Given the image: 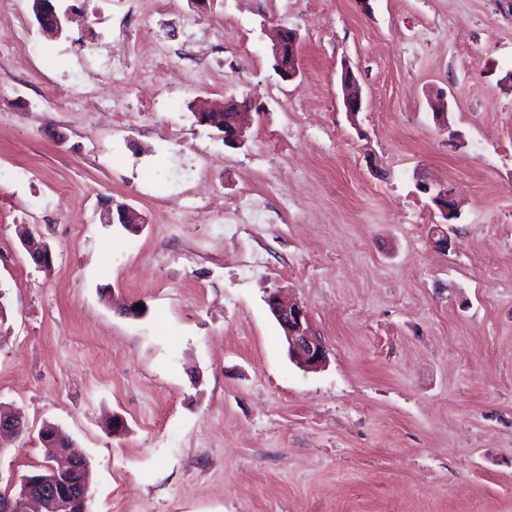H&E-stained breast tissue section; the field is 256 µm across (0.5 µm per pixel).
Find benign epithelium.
<instances>
[{
  "label": "benign epithelium",
  "instance_id": "obj_1",
  "mask_svg": "<svg viewBox=\"0 0 512 512\" xmlns=\"http://www.w3.org/2000/svg\"><path fill=\"white\" fill-rule=\"evenodd\" d=\"M56 0H35L34 10L44 20L41 30L47 33L61 34L69 20L68 12H60ZM299 35L289 29H278L271 46V54L277 58L276 71L284 80H292L299 73L297 48ZM342 103L349 117H354L362 111L363 95L358 78L349 64L342 67L341 75ZM431 108L439 124L448 125V101L445 96L438 95L430 101ZM229 107L235 109L232 128L226 123L219 122L214 113ZM251 103L244 98L215 103L196 113L198 122L218 130L224 144L244 146L248 141L247 130L249 123L247 115ZM425 192L433 195V202L443 212L445 217L456 214V203L452 190L443 184H423ZM23 246L32 261L39 268L51 262V253L47 246L28 237L23 240ZM267 305L273 317L284 332L288 344V355L296 364L313 370L321 367L326 358V352L317 337L311 335L307 311L297 303L286 302L282 299L280 290L274 289L268 293ZM25 429L22 418L17 414L3 413L0 415V436H16ZM86 462V459L70 451L59 453L48 463L45 470L37 475L30 474L13 476L10 488L14 489L13 496L0 499V512H67L68 499L74 496L88 498L87 490L72 485L63 491L57 484V478L71 471L76 463Z\"/></svg>",
  "mask_w": 512,
  "mask_h": 512
}]
</instances>
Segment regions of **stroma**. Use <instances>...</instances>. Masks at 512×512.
Listing matches in <instances>:
<instances>
[{
  "label": "stroma",
  "mask_w": 512,
  "mask_h": 512,
  "mask_svg": "<svg viewBox=\"0 0 512 512\" xmlns=\"http://www.w3.org/2000/svg\"><path fill=\"white\" fill-rule=\"evenodd\" d=\"M491 2L166 0L138 22L128 0H57L81 16L51 39L14 0L0 404L27 432L0 442V488L43 464L51 422L89 462L91 512H512V27L468 40ZM282 27L300 36L292 81L268 51ZM133 28L164 49L167 90L107 78L101 56ZM23 39L35 53L15 54ZM346 63L364 96L353 119ZM73 79L90 103L55 94ZM442 91L445 129L429 106ZM230 97L252 103L241 148L195 117ZM277 131L285 161L267 150ZM424 181L454 188L457 219ZM220 196L256 219L199 223ZM106 202L134 208L139 231L105 223ZM273 287L306 308L323 368L289 358Z\"/></svg>",
  "instance_id": "stroma-1"
}]
</instances>
